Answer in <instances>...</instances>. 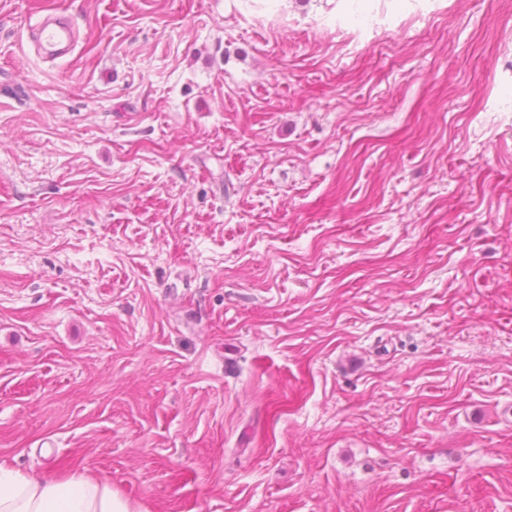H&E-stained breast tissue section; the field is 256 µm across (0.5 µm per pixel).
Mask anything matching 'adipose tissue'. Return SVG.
<instances>
[{
  "label": "adipose tissue",
  "mask_w": 512,
  "mask_h": 512,
  "mask_svg": "<svg viewBox=\"0 0 512 512\" xmlns=\"http://www.w3.org/2000/svg\"><path fill=\"white\" fill-rule=\"evenodd\" d=\"M0 512H134L110 482L85 474L35 475L0 463Z\"/></svg>",
  "instance_id": "obj_1"
}]
</instances>
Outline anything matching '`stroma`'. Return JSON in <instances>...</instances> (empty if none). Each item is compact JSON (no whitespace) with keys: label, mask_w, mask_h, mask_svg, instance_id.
<instances>
[{"label":"stroma","mask_w":512,"mask_h":512,"mask_svg":"<svg viewBox=\"0 0 512 512\" xmlns=\"http://www.w3.org/2000/svg\"><path fill=\"white\" fill-rule=\"evenodd\" d=\"M0 462L512 512V0H0ZM30 35L37 53L45 59L67 56L76 47L77 29L62 12L46 17Z\"/></svg>","instance_id":"35a3bbf8"}]
</instances>
